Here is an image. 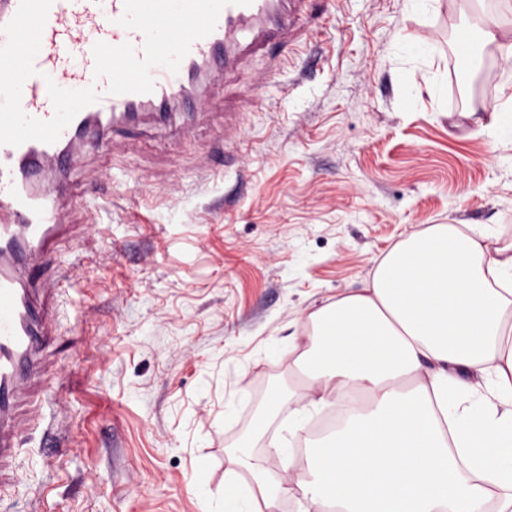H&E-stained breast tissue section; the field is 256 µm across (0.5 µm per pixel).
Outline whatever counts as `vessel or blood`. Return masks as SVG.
I'll use <instances>...</instances> for the list:
<instances>
[{"instance_id": "b4317fda", "label": "vessel or blood", "mask_w": 512, "mask_h": 512, "mask_svg": "<svg viewBox=\"0 0 512 512\" xmlns=\"http://www.w3.org/2000/svg\"><path fill=\"white\" fill-rule=\"evenodd\" d=\"M305 2L0 0V91L20 105L0 113V489L49 414L38 390L61 288L31 268L54 263L67 230L66 173L55 162L92 142L105 148L112 128L193 111L237 63L232 33L297 41L288 8ZM162 31L183 48L171 79L148 75Z\"/></svg>"}]
</instances>
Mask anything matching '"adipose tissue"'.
Segmentation results:
<instances>
[{
    "label": "adipose tissue",
    "instance_id": "1",
    "mask_svg": "<svg viewBox=\"0 0 512 512\" xmlns=\"http://www.w3.org/2000/svg\"><path fill=\"white\" fill-rule=\"evenodd\" d=\"M510 14L490 0L482 28L507 63ZM489 238L430 225L312 311L292 388L265 391L233 447L273 429L297 493L260 468L220 493L200 478L208 512H512V245Z\"/></svg>",
    "mask_w": 512,
    "mask_h": 512
}]
</instances>
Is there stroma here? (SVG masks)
<instances>
[{
  "label": "stroma",
  "instance_id": "stroma-1",
  "mask_svg": "<svg viewBox=\"0 0 512 512\" xmlns=\"http://www.w3.org/2000/svg\"><path fill=\"white\" fill-rule=\"evenodd\" d=\"M297 24L311 36L277 74L242 46L202 111L108 133L72 161L78 235L59 256L73 278L43 385L57 411L0 512H206L194 477L219 492L255 465L283 474L268 437L250 462L230 454L249 420L225 425V394L282 383L309 313L361 287L396 242L432 224L512 242V139L482 110L512 68L478 41L479 17L466 47L453 0L427 17L403 0H328ZM399 39L432 44V68L393 57Z\"/></svg>",
  "mask_w": 512,
  "mask_h": 512
}]
</instances>
